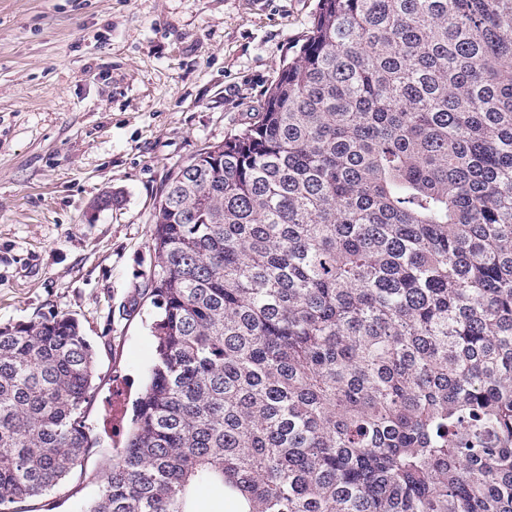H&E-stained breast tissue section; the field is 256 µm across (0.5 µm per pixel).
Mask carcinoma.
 <instances>
[{
	"label": "carcinoma",
	"instance_id": "obj_1",
	"mask_svg": "<svg viewBox=\"0 0 512 512\" xmlns=\"http://www.w3.org/2000/svg\"><path fill=\"white\" fill-rule=\"evenodd\" d=\"M157 361L82 512H512V0H318L153 214ZM77 319L0 327V512L83 468Z\"/></svg>",
	"mask_w": 512,
	"mask_h": 512
}]
</instances>
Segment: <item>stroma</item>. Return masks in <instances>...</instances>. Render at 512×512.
Masks as SVG:
<instances>
[{
  "mask_svg": "<svg viewBox=\"0 0 512 512\" xmlns=\"http://www.w3.org/2000/svg\"><path fill=\"white\" fill-rule=\"evenodd\" d=\"M316 5L0 0V326L73 316L96 373L82 472L18 512H81L123 447L155 360L154 209L257 112Z\"/></svg>",
  "mask_w": 512,
  "mask_h": 512,
  "instance_id": "stroma-1",
  "label": "stroma"
}]
</instances>
